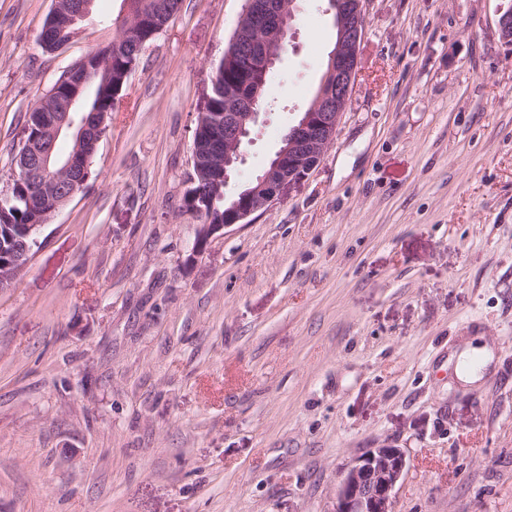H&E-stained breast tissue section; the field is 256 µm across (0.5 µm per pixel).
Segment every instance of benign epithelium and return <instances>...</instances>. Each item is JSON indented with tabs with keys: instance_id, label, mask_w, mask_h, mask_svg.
Returning <instances> with one entry per match:
<instances>
[{
	"instance_id": "benign-epithelium-1",
	"label": "benign epithelium",
	"mask_w": 512,
	"mask_h": 512,
	"mask_svg": "<svg viewBox=\"0 0 512 512\" xmlns=\"http://www.w3.org/2000/svg\"><path fill=\"white\" fill-rule=\"evenodd\" d=\"M363 2L330 0L327 12L338 29V40L329 53L317 99L284 135L282 145L250 188L228 199L224 223L200 225L192 255L201 253L213 234L248 223L251 216L279 200L285 187L302 181L318 165L350 100L364 32ZM92 4L93 0H54L51 18L74 40L81 32L80 23L91 14ZM295 17V0H246L240 21L249 20L252 26L239 54L242 78L224 98L223 134L215 145L223 160L226 186L234 174L233 165L242 160V144L262 110L260 75L267 74L280 59V46L292 31ZM497 25L503 42L512 46L511 7L501 8ZM62 81L70 85V93L58 97L49 93L41 98L38 106L47 112L42 118V136L24 141L26 150L16 158L12 173L14 181L40 175L38 192L28 199V205L43 218L66 205L75 196L77 185L89 176L90 160L107 121V114L101 112L75 116L79 96L91 81L84 67H71ZM63 134L72 136L74 149L60 159L53 149ZM406 465L401 448L366 450L345 468L333 512H394V489Z\"/></svg>"
}]
</instances>
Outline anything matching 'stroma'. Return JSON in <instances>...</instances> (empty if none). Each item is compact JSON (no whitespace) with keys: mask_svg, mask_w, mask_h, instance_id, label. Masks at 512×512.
<instances>
[{"mask_svg":"<svg viewBox=\"0 0 512 512\" xmlns=\"http://www.w3.org/2000/svg\"><path fill=\"white\" fill-rule=\"evenodd\" d=\"M502 0H364L359 70L309 177L199 231L195 128L244 0H184L141 53L83 193L0 291V512H332L346 466L404 449L394 512H512V47ZM0 0V192L29 113L117 35L39 37ZM299 0L230 183L261 172L335 41ZM491 347L459 381L467 345Z\"/></svg>","mask_w":512,"mask_h":512,"instance_id":"35a3bbf8","label":"stroma"}]
</instances>
